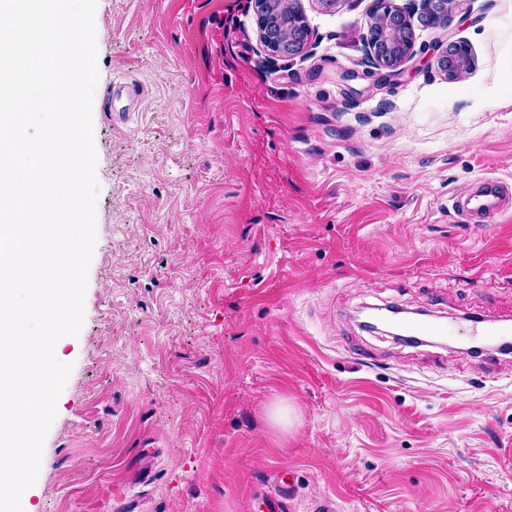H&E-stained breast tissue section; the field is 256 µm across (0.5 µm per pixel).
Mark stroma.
Segmentation results:
<instances>
[{
  "label": "stroma",
  "instance_id": "obj_1",
  "mask_svg": "<svg viewBox=\"0 0 512 512\" xmlns=\"http://www.w3.org/2000/svg\"><path fill=\"white\" fill-rule=\"evenodd\" d=\"M300 5L268 64L253 0H98L97 243L31 512H512V353L463 335L512 321V208L453 206L512 184V0L413 16L394 74L374 0ZM385 304L455 335L364 331ZM260 40L271 54L270 59L292 57L301 53L308 44L311 30L298 0H289L288 9L296 22L288 29L276 26L273 21V0H255ZM474 58L469 45L463 41L452 42L442 50L437 66L450 80H454L463 71L469 70Z\"/></svg>",
  "mask_w": 512,
  "mask_h": 512
}]
</instances>
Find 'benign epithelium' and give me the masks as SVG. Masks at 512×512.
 <instances>
[{"label":"benign epithelium","instance_id":"benign-epithelium-1","mask_svg":"<svg viewBox=\"0 0 512 512\" xmlns=\"http://www.w3.org/2000/svg\"><path fill=\"white\" fill-rule=\"evenodd\" d=\"M462 0H407L399 6L393 0H375V9L368 23L364 41L365 59L375 68L396 69L413 53L411 16L422 10L432 25H445L450 21L452 6ZM260 40L270 53V59L292 57L301 53L308 44L311 30L299 7V0H288V9L296 22L288 28L275 25L273 0H255ZM469 45L452 42L442 50L437 66L450 80L473 65Z\"/></svg>","mask_w":512,"mask_h":512}]
</instances>
